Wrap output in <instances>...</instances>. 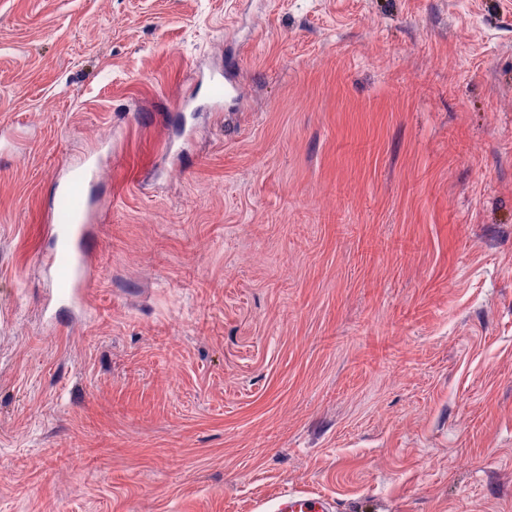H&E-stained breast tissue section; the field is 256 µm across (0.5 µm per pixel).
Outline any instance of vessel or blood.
Instances as JSON below:
<instances>
[{
    "mask_svg": "<svg viewBox=\"0 0 512 512\" xmlns=\"http://www.w3.org/2000/svg\"><path fill=\"white\" fill-rule=\"evenodd\" d=\"M86 178L82 172L69 170L61 183L62 198L74 206L66 223L52 225L54 251L48 262L53 271V287L45 301L59 304L78 300L92 277L85 250L88 202ZM335 503L323 496L285 490L272 500L271 512H334Z\"/></svg>",
    "mask_w": 512,
    "mask_h": 512,
    "instance_id": "1",
    "label": "vessel or blood"
}]
</instances>
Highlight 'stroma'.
<instances>
[{
  "label": "stroma",
  "instance_id": "1",
  "mask_svg": "<svg viewBox=\"0 0 512 512\" xmlns=\"http://www.w3.org/2000/svg\"><path fill=\"white\" fill-rule=\"evenodd\" d=\"M286 489L512 512V0H0V512ZM60 185L62 198L72 199L74 206L66 223L51 226L54 251L47 266L53 270L51 281L55 286L45 298L47 306L78 300L92 278L85 250L88 219L85 175L68 170Z\"/></svg>",
  "mask_w": 512,
  "mask_h": 512
}]
</instances>
